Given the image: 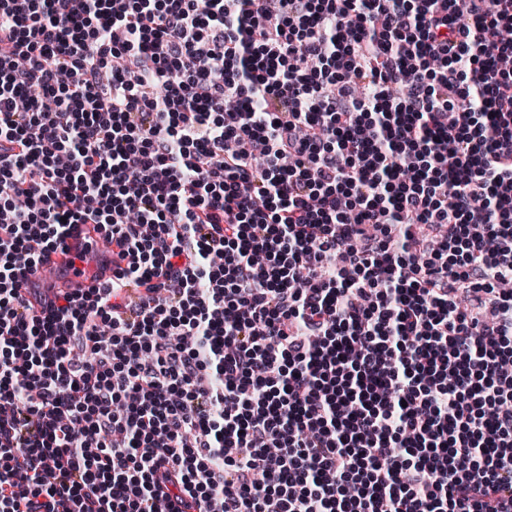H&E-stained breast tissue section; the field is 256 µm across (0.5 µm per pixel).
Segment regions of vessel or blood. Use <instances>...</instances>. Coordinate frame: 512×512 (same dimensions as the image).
<instances>
[{
	"label": "vessel or blood",
	"instance_id": "b4317fda",
	"mask_svg": "<svg viewBox=\"0 0 512 512\" xmlns=\"http://www.w3.org/2000/svg\"><path fill=\"white\" fill-rule=\"evenodd\" d=\"M93 233L86 224L73 225L67 240L69 252L50 254L47 264L52 269L51 275L38 281L37 286L44 298H52L58 289L65 288L71 291H81L111 278V268H98L97 265H84L83 263H70L72 254L90 248Z\"/></svg>",
	"mask_w": 512,
	"mask_h": 512
}]
</instances>
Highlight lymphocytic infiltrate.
I'll use <instances>...</instances> for the list:
<instances>
[{
	"label": "lymphocytic infiltrate",
	"mask_w": 512,
	"mask_h": 512,
	"mask_svg": "<svg viewBox=\"0 0 512 512\" xmlns=\"http://www.w3.org/2000/svg\"><path fill=\"white\" fill-rule=\"evenodd\" d=\"M511 25L0 0V512H512ZM90 238L94 239V242L90 241ZM96 239L97 235L90 231L89 224L73 225L67 240L69 253L67 255H63L60 252L50 254L47 265L51 267L54 273L39 280L33 288H39L42 296L49 300L60 288H67L70 291H83L111 278L112 251H114V258H116V253L119 249L115 245L112 246V243L110 245V243L103 240L98 242L99 247L97 249L105 252L110 245L106 253L109 261L106 268L99 269L94 262L88 267L80 262H76L74 266L69 265V260L74 254L87 248L93 249Z\"/></svg>",
	"instance_id": "1"
}]
</instances>
